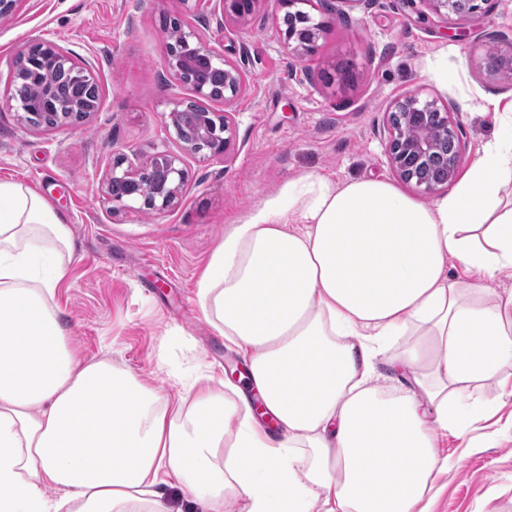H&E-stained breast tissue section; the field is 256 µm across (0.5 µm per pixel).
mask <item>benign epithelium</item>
Returning <instances> with one entry per match:
<instances>
[{"instance_id": "benign-epithelium-1", "label": "benign epithelium", "mask_w": 512, "mask_h": 512, "mask_svg": "<svg viewBox=\"0 0 512 512\" xmlns=\"http://www.w3.org/2000/svg\"><path fill=\"white\" fill-rule=\"evenodd\" d=\"M182 12L164 23L174 21L178 24V45L167 46L164 66L178 83L191 87L200 99H213V87L207 82H190L187 76L195 68L199 59H206L213 69L224 78V103L232 102L243 90L245 71L240 63L231 61L224 53L202 40L198 31L187 18L193 14L197 0H180ZM220 17L218 25H224L226 19L244 20L252 15L260 0H215ZM430 10L442 17L456 16L469 18L481 10L478 0H425ZM324 22H313L305 17V23L288 27L281 32V43L285 54L297 59L305 53H311L316 43L325 33ZM34 63L42 65L47 84L60 74L78 73L91 87H99L91 65L78 61L71 52L49 39H37L19 53L11 63L9 79L16 85L24 83L26 70ZM100 98L92 101L75 98L63 105L56 103L55 113L59 114L58 125L70 122V114L82 112L89 116L97 111ZM182 104L172 103L164 113V123L173 130L182 149L191 154L210 158L225 154L233 136L229 113L202 112L195 115L192 122L194 137H183L184 113ZM436 127L441 136L431 137L430 127ZM386 152L390 163L399 178L414 183L421 192L429 194L437 186L451 182L457 174L458 163L463 152V142L458 126L451 120L450 108L434 98H423L421 94L404 95L394 100L387 115ZM148 164L155 170L157 190L150 196L139 190L137 178L141 167L126 162L124 156L112 161V168L105 186L109 200L122 207L138 212H159L174 206L186 181L187 172L183 166L182 155L168 149L157 150Z\"/></svg>"}]
</instances>
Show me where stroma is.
<instances>
[{
    "label": "stroma",
    "instance_id": "35a3bbf8",
    "mask_svg": "<svg viewBox=\"0 0 512 512\" xmlns=\"http://www.w3.org/2000/svg\"><path fill=\"white\" fill-rule=\"evenodd\" d=\"M212 0H200L191 21L226 58L244 60L246 81L228 111L234 137L222 156L182 154L187 181L177 204L162 212L120 208L104 194L113 158L142 164L159 147L181 152L163 114L192 98L163 65L162 17L179 0H21L0 17V94L8 64L36 38L55 41L92 65L101 86L97 112L83 124L40 129L0 106V179L44 196L70 225L76 242L52 306L88 359L103 357L170 398L175 373L193 368L223 378L241 355L205 320L197 282L224 230L289 180L318 173L343 182L381 178L428 203L431 195L400 183L385 138L387 110L403 95L422 93L449 104L465 144L467 171L498 132L483 98L512 100V82L486 67L491 32L512 71V0H494L469 20L437 17L425 0H332L306 10L327 30L315 51L289 64L273 20L274 0H262L247 22L217 25ZM447 59L461 81L438 85L426 70ZM168 367L158 370L159 357ZM447 474L431 512H512V395L495 421L462 436H439Z\"/></svg>",
    "mask_w": 512,
    "mask_h": 512
}]
</instances>
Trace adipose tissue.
<instances>
[{
	"label": "adipose tissue",
	"instance_id": "adipose-tissue-1",
	"mask_svg": "<svg viewBox=\"0 0 512 512\" xmlns=\"http://www.w3.org/2000/svg\"><path fill=\"white\" fill-rule=\"evenodd\" d=\"M483 109L500 135L430 203L307 173L225 230L197 297L275 435L214 375L179 376L173 400L80 357L50 305L71 228L0 180V512H170L174 485L203 512H428L438 432L490 419L512 384V292L493 287L512 269V102Z\"/></svg>",
	"mask_w": 512,
	"mask_h": 512
}]
</instances>
